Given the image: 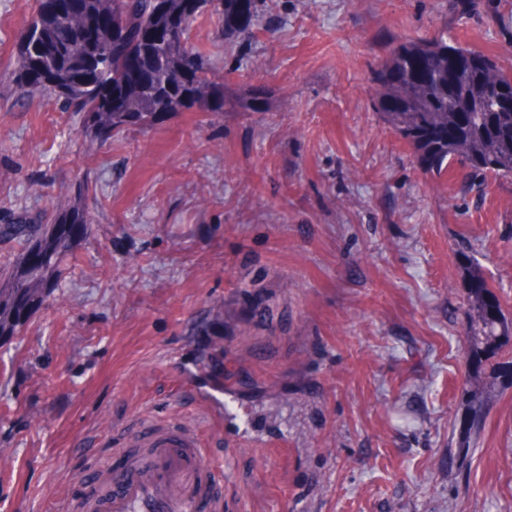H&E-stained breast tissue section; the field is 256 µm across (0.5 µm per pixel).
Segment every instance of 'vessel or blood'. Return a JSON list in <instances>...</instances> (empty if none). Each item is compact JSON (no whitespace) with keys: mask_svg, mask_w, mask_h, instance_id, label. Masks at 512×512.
Returning a JSON list of instances; mask_svg holds the SVG:
<instances>
[{"mask_svg":"<svg viewBox=\"0 0 512 512\" xmlns=\"http://www.w3.org/2000/svg\"><path fill=\"white\" fill-rule=\"evenodd\" d=\"M206 386L193 395L209 423L223 427L232 419L220 363L210 367ZM204 428L174 419L137 420L117 437L119 447L144 448L146 460L129 462L109 491L97 485L86 496L97 512H224V499L215 492L221 473L204 465Z\"/></svg>","mask_w":512,"mask_h":512,"instance_id":"obj_1","label":"vessel or blood"}]
</instances>
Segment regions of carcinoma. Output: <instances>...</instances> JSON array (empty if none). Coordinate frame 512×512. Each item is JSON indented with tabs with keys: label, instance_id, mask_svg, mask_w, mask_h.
I'll use <instances>...</instances> for the list:
<instances>
[{
	"label": "carcinoma",
	"instance_id": "obj_1",
	"mask_svg": "<svg viewBox=\"0 0 512 512\" xmlns=\"http://www.w3.org/2000/svg\"><path fill=\"white\" fill-rule=\"evenodd\" d=\"M218 24L224 35L250 37L248 28L258 0H218ZM61 11L56 0H40L27 37L33 49L19 53L20 70L13 80L26 91H41L60 99L40 71L50 70L70 88L67 108L92 117L95 137L124 125V119L146 122L160 111L177 112L215 91L204 67L202 52L190 43L191 27L213 0H199L186 18L176 43H159L153 34L164 23L157 0H69ZM475 55L483 59L476 70L459 75L448 90V59ZM374 105L385 123L412 146L425 172L442 178L455 163L465 164L472 178L488 175L512 178V109L503 105L499 89L512 86V70L441 34L406 41L390 50L375 72ZM123 96L125 111L113 112L112 91ZM19 241L25 255L38 249L39 260L27 273L49 267L68 248L57 231L35 219L0 224V238ZM474 317L494 332L504 313L489 298V285L478 272L468 283ZM488 401L468 398L471 430L478 431Z\"/></svg>",
	"mask_w": 512,
	"mask_h": 512
}]
</instances>
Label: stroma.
Wrapping results in <instances>:
<instances>
[{"label":"stroma","instance_id":"stroma-1","mask_svg":"<svg viewBox=\"0 0 512 512\" xmlns=\"http://www.w3.org/2000/svg\"><path fill=\"white\" fill-rule=\"evenodd\" d=\"M37 7L0 0V221H88L0 338V512L83 498L140 417L196 425L180 365L217 355L226 512H512V329L480 336L467 288L512 319V179H433L370 93L393 39L511 68L512 0H267L246 41L204 12L218 111L104 140L12 81Z\"/></svg>","mask_w":512,"mask_h":512}]
</instances>
